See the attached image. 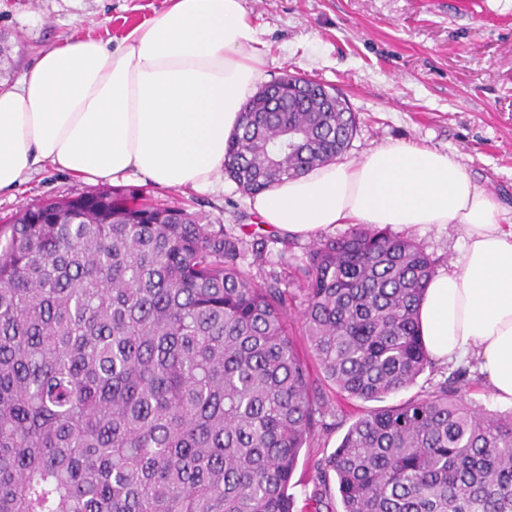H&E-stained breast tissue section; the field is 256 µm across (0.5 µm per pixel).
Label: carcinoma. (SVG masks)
Returning a JSON list of instances; mask_svg holds the SVG:
<instances>
[{"label": "carcinoma", "mask_w": 512, "mask_h": 512, "mask_svg": "<svg viewBox=\"0 0 512 512\" xmlns=\"http://www.w3.org/2000/svg\"><path fill=\"white\" fill-rule=\"evenodd\" d=\"M279 80L244 112L224 173L264 191L334 160L356 117L328 86ZM288 100L262 112L264 94ZM294 132L298 146L288 145ZM244 240L112 187L43 197L0 223V512H295L290 482L322 414L310 362L364 401L430 367L419 305L435 261L360 224L255 280ZM455 387L371 409L317 465L342 512H512V413ZM315 512H334L327 482Z\"/></svg>", "instance_id": "1"}]
</instances>
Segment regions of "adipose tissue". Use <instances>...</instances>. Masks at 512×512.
Instances as JSON below:
<instances>
[{"instance_id": "ef3b65f1", "label": "adipose tissue", "mask_w": 512, "mask_h": 512, "mask_svg": "<svg viewBox=\"0 0 512 512\" xmlns=\"http://www.w3.org/2000/svg\"><path fill=\"white\" fill-rule=\"evenodd\" d=\"M266 44L241 0H167L119 44L67 40L0 83V194L50 166L90 183L141 176L206 190L260 82ZM267 227L304 237L340 224L455 225L464 245L419 311L430 358L475 362L512 407V225L452 153L394 142L255 194Z\"/></svg>"}]
</instances>
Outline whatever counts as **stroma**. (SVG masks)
<instances>
[{
    "label": "stroma",
    "instance_id": "obj_1",
    "mask_svg": "<svg viewBox=\"0 0 512 512\" xmlns=\"http://www.w3.org/2000/svg\"><path fill=\"white\" fill-rule=\"evenodd\" d=\"M167 0H0V81L14 82L35 58L68 38L120 40L164 9ZM268 45L266 82L306 75L346 100L356 132L342 158L392 142L454 153L475 181L512 215V8L493 0H243ZM144 196L203 213L246 243L266 240L262 256L246 251L256 280L269 272L296 291L297 267L314 240L263 228L248 197L221 177L214 190H172L135 176ZM89 183L46 166L18 191L0 195V219L44 196L90 191ZM445 268L462 248L455 227L415 232ZM326 430L302 448L291 484L297 512L318 487L315 462L340 444L368 402L340 393L313 369Z\"/></svg>",
    "mask_w": 512,
    "mask_h": 512
}]
</instances>
